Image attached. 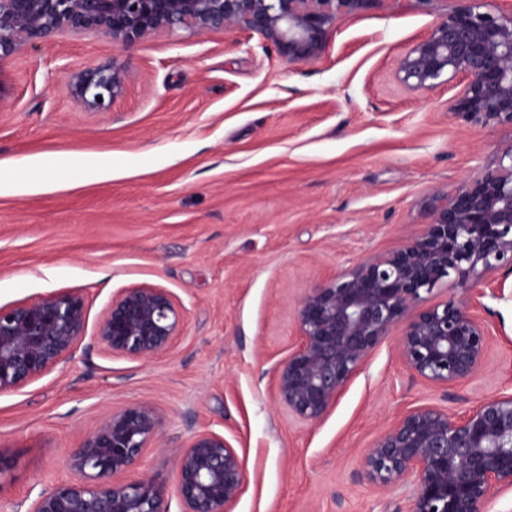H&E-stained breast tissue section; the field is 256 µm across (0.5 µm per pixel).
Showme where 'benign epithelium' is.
I'll list each match as a JSON object with an SVG mask.
<instances>
[{
  "label": "benign epithelium",
  "instance_id": "benign-epithelium-1",
  "mask_svg": "<svg viewBox=\"0 0 512 512\" xmlns=\"http://www.w3.org/2000/svg\"><path fill=\"white\" fill-rule=\"evenodd\" d=\"M382 0H0V63L62 36L126 45L178 31H246L285 62L326 53L341 20ZM433 16L426 36L396 63L409 92L455 91L448 112L465 124L512 128V3L412 0ZM130 73L112 63L68 75L84 109L108 112ZM512 272V140L493 164L436 206L417 239L368 257L310 289L297 313L299 341L276 367V397L295 420L323 419L351 377L395 328L399 354L413 373L439 385L473 377L489 344L486 320L466 303L429 302L445 282ZM179 306L165 288L141 284L112 297L88 333L77 291L0 306V394L14 392L72 359L86 338L105 352L147 359L182 336ZM159 418L147 401L113 412L84 435L67 460L72 477L42 487L27 512H231L246 485L244 463L224 436L192 434L174 464L172 488L149 476L127 478L153 447ZM366 480L413 485L406 512H485L512 489V394L481 400L461 416L426 406L387 427L360 463Z\"/></svg>",
  "mask_w": 512,
  "mask_h": 512
}]
</instances>
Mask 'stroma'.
Here are the masks:
<instances>
[{"label":"stroma","mask_w":512,"mask_h":512,"mask_svg":"<svg viewBox=\"0 0 512 512\" xmlns=\"http://www.w3.org/2000/svg\"><path fill=\"white\" fill-rule=\"evenodd\" d=\"M432 18L390 0L342 20L329 52L280 60L258 36L164 34L128 46L64 37L0 63V306L77 291L90 322L137 284L169 290L181 336L148 359L98 346L0 395V512L66 460L113 411L146 400L159 445L137 473L172 485L194 432L223 434L247 483L232 512H405L359 461L401 415H460L512 393V274L442 284L492 338L479 373L449 387L413 375L389 336L325 417L293 420L275 368L295 347L310 288L419 237L436 197L490 166L507 127L462 124L447 91L405 90L399 56ZM115 61L130 72L111 111L76 105L68 73Z\"/></svg>","instance_id":"stroma-1"}]
</instances>
